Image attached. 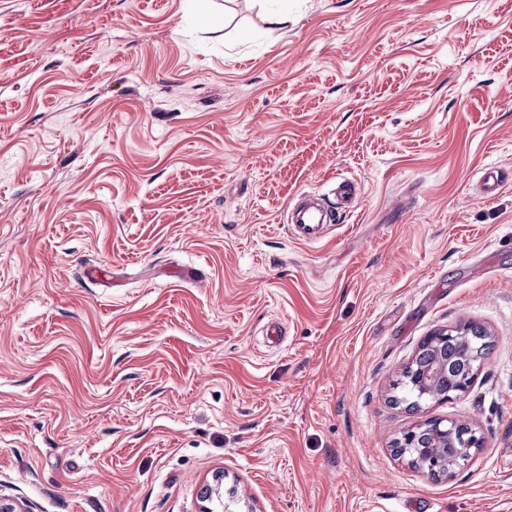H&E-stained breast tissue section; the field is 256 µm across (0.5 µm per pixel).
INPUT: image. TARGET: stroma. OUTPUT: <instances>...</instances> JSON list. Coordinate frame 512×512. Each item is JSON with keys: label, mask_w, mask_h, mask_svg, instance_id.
Returning <instances> with one entry per match:
<instances>
[{"label": "stroma", "mask_w": 512, "mask_h": 512, "mask_svg": "<svg viewBox=\"0 0 512 512\" xmlns=\"http://www.w3.org/2000/svg\"><path fill=\"white\" fill-rule=\"evenodd\" d=\"M469 321L471 385L394 404ZM431 419L484 437L447 479L393 451ZM218 474L233 512H512V0H0V495L201 512ZM334 191L336 207L321 197L317 199L305 193L298 196L288 210V223L292 225L294 240L303 244L319 242L325 227L339 224L343 214L350 213L357 196L355 184L346 179L337 180Z\"/></svg>", "instance_id": "35a3bbf8"}]
</instances>
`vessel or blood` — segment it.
Here are the masks:
<instances>
[{
	"label": "vessel or blood",
	"mask_w": 512,
	"mask_h": 512,
	"mask_svg": "<svg viewBox=\"0 0 512 512\" xmlns=\"http://www.w3.org/2000/svg\"><path fill=\"white\" fill-rule=\"evenodd\" d=\"M356 196L355 184L346 179L337 181L336 201L332 204L322 198L300 194L288 210L294 240L303 244L321 241L325 227L337 224L343 214L350 212Z\"/></svg>",
	"instance_id": "b4317fda"
}]
</instances>
